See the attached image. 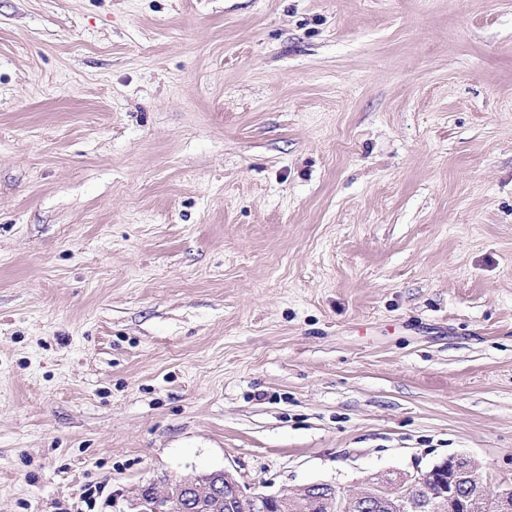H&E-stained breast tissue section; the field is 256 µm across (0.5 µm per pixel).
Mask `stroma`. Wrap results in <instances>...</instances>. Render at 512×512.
<instances>
[{"mask_svg":"<svg viewBox=\"0 0 512 512\" xmlns=\"http://www.w3.org/2000/svg\"><path fill=\"white\" fill-rule=\"evenodd\" d=\"M452 457L512 486V0H0V512Z\"/></svg>","mask_w":512,"mask_h":512,"instance_id":"stroma-1","label":"stroma"}]
</instances>
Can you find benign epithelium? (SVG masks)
Wrapping results in <instances>:
<instances>
[{
  "label": "benign epithelium",
  "instance_id": "obj_1",
  "mask_svg": "<svg viewBox=\"0 0 512 512\" xmlns=\"http://www.w3.org/2000/svg\"><path fill=\"white\" fill-rule=\"evenodd\" d=\"M476 476L475 464L463 471L453 466V460L436 465L429 470H418L413 474H401L399 480L385 486L368 482L362 490L351 492L329 482H315L300 488H283L276 493H262L250 490L240 484L231 473L218 471L196 478L180 479L173 485L158 489L153 487L145 496L137 495L133 501L136 512H185L192 507L197 512L206 509V505L195 501L199 484L218 480L222 484L213 489L224 491V504L241 505L243 512H279L286 498H309L310 503L325 512H382L390 507L394 512H475V503L457 495V486L464 480ZM440 482L443 494L433 501L418 498L415 491L428 482ZM495 512H512V487H501L495 491L493 504Z\"/></svg>",
  "mask_w": 512,
  "mask_h": 512
}]
</instances>
